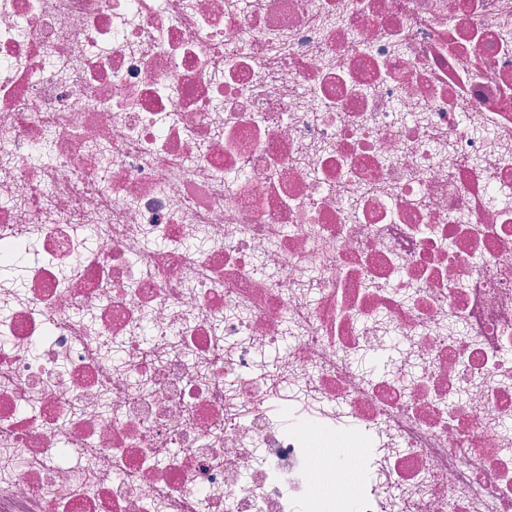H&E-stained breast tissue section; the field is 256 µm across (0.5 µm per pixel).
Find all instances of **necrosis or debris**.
Returning a JSON list of instances; mask_svg holds the SVG:
<instances>
[{
    "instance_id": "necrosis-or-debris-1",
    "label": "necrosis or debris",
    "mask_w": 512,
    "mask_h": 512,
    "mask_svg": "<svg viewBox=\"0 0 512 512\" xmlns=\"http://www.w3.org/2000/svg\"><path fill=\"white\" fill-rule=\"evenodd\" d=\"M15 267L0 512H512V0H0ZM280 356L275 352L263 351L257 354L258 366L261 370V375L266 377H271L268 374L270 371L268 369L273 367L277 369L279 363ZM267 379V378H266ZM268 380V379H267ZM269 387L272 392V396L275 398H279L282 396H288L289 392L295 391L293 388L288 387V384L278 380V378L271 377L269 379Z\"/></svg>"
}]
</instances>
